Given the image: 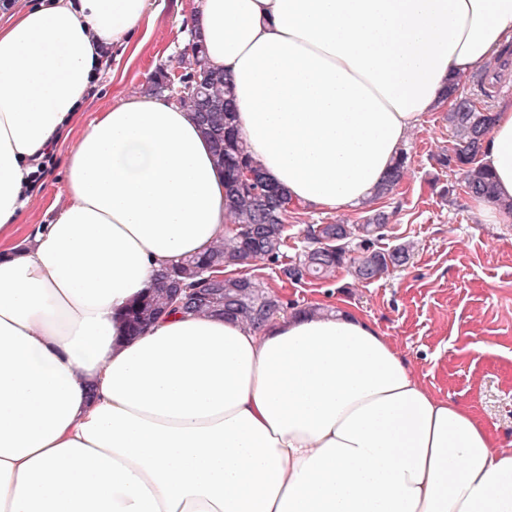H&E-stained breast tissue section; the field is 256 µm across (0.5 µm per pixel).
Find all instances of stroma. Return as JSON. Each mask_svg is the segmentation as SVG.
Returning <instances> with one entry per match:
<instances>
[{
    "instance_id": "35a3bbf8",
    "label": "stroma",
    "mask_w": 512,
    "mask_h": 512,
    "mask_svg": "<svg viewBox=\"0 0 512 512\" xmlns=\"http://www.w3.org/2000/svg\"><path fill=\"white\" fill-rule=\"evenodd\" d=\"M195 0H158L157 12L143 22L148 37L141 48L112 47V78H101L83 112L91 120L112 103L116 91L139 94L157 68L176 71L189 35L184 28ZM446 115L430 114L407 148L408 172L376 207L392 218L384 245L410 240L411 264L364 284L346 271L333 280L284 283L278 270L257 262L254 270L295 308L321 306L357 311L386 336L434 394L470 409L500 444L512 443V216L498 213L485 222L462 187L463 175L440 166L450 152ZM65 154L57 152L47 175L32 191L35 202L21 222L28 233L50 223L48 206L63 190ZM363 207L292 210L289 244L299 248L307 225L356 223Z\"/></svg>"
}]
</instances>
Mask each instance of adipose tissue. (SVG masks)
<instances>
[{"label": "adipose tissue", "instance_id": "obj_1", "mask_svg": "<svg viewBox=\"0 0 512 512\" xmlns=\"http://www.w3.org/2000/svg\"><path fill=\"white\" fill-rule=\"evenodd\" d=\"M150 0L0 21V512H512V448L429 392L362 315L253 329L122 315L229 233L224 175L164 96L80 114ZM236 125L290 204L361 205L427 115L512 42V0H196ZM64 149L50 224L32 181ZM512 199V98L477 160Z\"/></svg>", "mask_w": 512, "mask_h": 512}]
</instances>
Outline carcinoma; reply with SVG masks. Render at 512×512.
Wrapping results in <instances>:
<instances>
[{
	"instance_id": "cac0c4a2",
	"label": "carcinoma",
	"mask_w": 512,
	"mask_h": 512,
	"mask_svg": "<svg viewBox=\"0 0 512 512\" xmlns=\"http://www.w3.org/2000/svg\"><path fill=\"white\" fill-rule=\"evenodd\" d=\"M206 58L200 36L194 34L182 53L185 73L172 85L168 70L160 67L150 77L144 92L150 95L177 93L182 81L192 89L178 102L194 113L201 134L213 148L214 163L224 171L226 206L231 234L215 248L181 263L161 269L154 287L131 304L124 314L129 333L135 334L156 320L167 305H177L193 314L221 315L260 329L288 308L270 287L246 272L250 262L262 259L278 267L285 281H328L346 268L355 280L371 283L389 272L406 267L414 243L403 241L382 247L380 242L390 214L369 210L361 224H310L296 258L285 260L288 250V196L272 183L248 154L235 124L232 85L224 72L211 66L202 71L198 62ZM454 138L452 152L439 162L464 173L465 193L472 198L495 202L512 213V201L499 200L489 172L477 165L493 126L488 106L479 108L462 97L446 117ZM407 155L395 162L375 198L393 193L406 174Z\"/></svg>"
}]
</instances>
